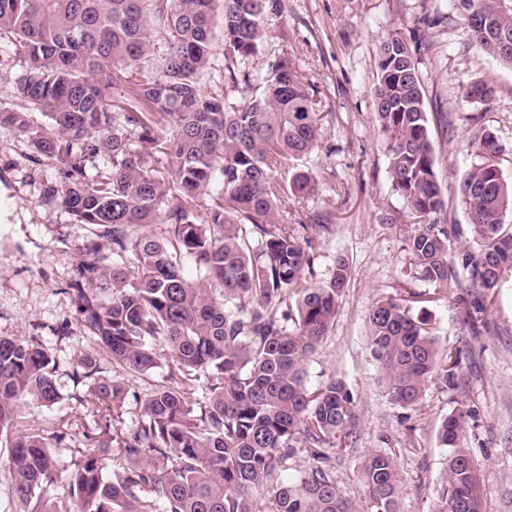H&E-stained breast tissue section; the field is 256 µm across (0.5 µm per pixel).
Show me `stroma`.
<instances>
[{"mask_svg": "<svg viewBox=\"0 0 512 512\" xmlns=\"http://www.w3.org/2000/svg\"><path fill=\"white\" fill-rule=\"evenodd\" d=\"M440 12L446 15L442 23L420 24L423 14ZM266 26L272 36L263 42L250 72L263 73L270 63L290 58L315 93L322 130L310 156L287 164L312 172L316 191L275 220L293 224L321 215L329 223L313 276L303 279V286L328 280L337 260H345L349 269L334 326L305 365L308 387L336 378L353 399V418L342 439L347 450L332 463L337 486L353 503L364 505L362 463L370 453H389L401 474L399 512H432L446 456L438 429L445 417L464 410V445L482 469V512H512V281L488 305V328L477 336L463 324L453 294L427 304L440 356L451 353L459 359L458 383L448 389L429 381L421 400L409 408L386 397L367 335L368 316L377 302L434 290L426 281L399 280L406 228L382 221L402 202L391 189L373 108L380 41L396 32L407 39L420 37L425 44L419 71L432 116L445 218L451 224L465 221L454 191L471 163L469 115L482 114L485 127L505 146L504 173L512 177V69L471 43L450 0H283L282 12L269 16ZM475 77L494 84L497 94L490 105L460 99L461 86ZM446 111L457 118L449 130L437 119ZM59 178L55 165L36 161L27 141L0 127V336L35 340L51 360L58 402L43 407L22 401L16 422L48 433L59 421L67 422V438L53 450L56 481L47 488L57 501L66 496L79 451L95 447L103 425L90 384L75 377L79 358L95 357L106 375L125 383L128 394L112 411L118 430L137 425L143 401L167 374L163 364L144 376L115 367L85 337L68 285L80 253L102 244L103 237L101 229L74 223L44 202V185Z\"/></svg>", "mask_w": 512, "mask_h": 512, "instance_id": "stroma-1", "label": "stroma"}]
</instances>
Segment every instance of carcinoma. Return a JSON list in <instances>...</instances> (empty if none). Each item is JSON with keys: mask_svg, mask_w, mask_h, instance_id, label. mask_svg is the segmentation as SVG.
<instances>
[{"mask_svg": "<svg viewBox=\"0 0 512 512\" xmlns=\"http://www.w3.org/2000/svg\"><path fill=\"white\" fill-rule=\"evenodd\" d=\"M472 42L512 69V0H452ZM282 0H0V32L26 64L12 87L16 107H0L38 156L56 164L60 180L43 198L77 224L103 228L106 244L82 256L71 282L83 329L132 373L158 367L152 341L167 347V380L143 403L132 430L112 433L111 408L123 383L81 359L76 376L93 380L108 411L96 450L78 456L68 502H49L53 443L66 423L45 435L14 430L17 404L59 400L51 360L39 344L0 337V437L10 443V474L23 512H258L254 493L267 490L263 512H358L340 494L331 455L343 451L352 419L344 385L305 384L304 362L333 326L348 269L298 287L327 223L276 224L288 201L316 188L307 171L284 185L278 168L310 154L321 138L317 102L294 63L268 67L259 94L242 103L204 89L212 73L216 11H221L224 70L259 54L265 20ZM165 52L149 57L150 42ZM422 44L397 33L377 48L374 109L386 143L387 173L404 224L406 281L435 294L458 288L471 331L488 301L512 275V179L505 148L484 126L471 144L474 162L456 189L476 248L454 256L459 225L441 220L438 181L423 84ZM460 98L493 102L492 82L476 78ZM40 112L46 124L31 123ZM166 157L159 168L148 149ZM190 260L196 277L187 275ZM420 296L377 303L368 343L384 392L395 405L416 404L433 376L446 387L459 361L438 359L436 336ZM202 396H197V392ZM467 414L439 428L447 449L433 512H481V470L463 439ZM304 440L316 465L286 483H270ZM125 465L105 474L112 447ZM367 512H397L401 478L394 458L372 453L362 466Z\"/></svg>", "mask_w": 512, "mask_h": 512, "instance_id": "obj_1", "label": "carcinoma"}]
</instances>
